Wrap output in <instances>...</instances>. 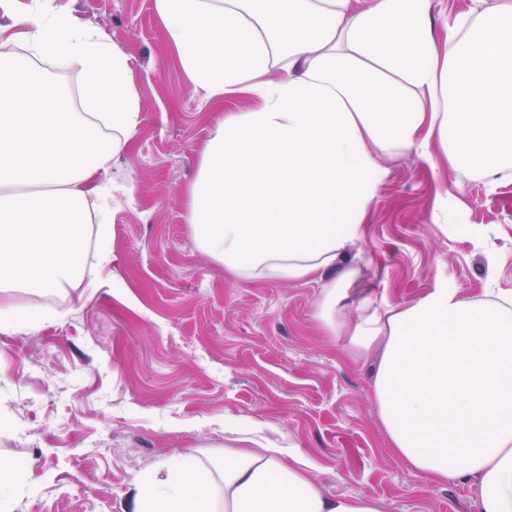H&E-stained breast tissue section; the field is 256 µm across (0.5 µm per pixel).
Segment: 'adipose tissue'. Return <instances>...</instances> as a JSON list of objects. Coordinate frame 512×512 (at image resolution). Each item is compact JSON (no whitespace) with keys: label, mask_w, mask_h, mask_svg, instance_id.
Segmentation results:
<instances>
[{"label":"adipose tissue","mask_w":512,"mask_h":512,"mask_svg":"<svg viewBox=\"0 0 512 512\" xmlns=\"http://www.w3.org/2000/svg\"><path fill=\"white\" fill-rule=\"evenodd\" d=\"M194 91L259 101L211 130L184 219L239 280L337 271L319 318L380 349L373 379L392 452L437 484L470 483L475 512H512V294L441 286L404 308L338 303L358 275L337 269L387 175L382 157L439 142L449 168H512V0L456 14L434 36L430 0H155ZM10 42L24 52H8ZM81 66L82 111L35 58ZM141 124L128 55L52 0H0V330L46 321V295L96 285L85 228L107 223L104 174ZM35 291L17 308L4 294ZM290 448H228L208 466L179 454L135 484L131 512H385L325 495Z\"/></svg>","instance_id":"1"}]
</instances>
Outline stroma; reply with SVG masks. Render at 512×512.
Returning a JSON list of instances; mask_svg holds the SVG:
<instances>
[{"instance_id":"1","label":"stroma","mask_w":512,"mask_h":512,"mask_svg":"<svg viewBox=\"0 0 512 512\" xmlns=\"http://www.w3.org/2000/svg\"><path fill=\"white\" fill-rule=\"evenodd\" d=\"M130 57L143 122L106 177L123 191L115 260L65 290L50 321L0 331V464L27 469L13 512H126L136 480L178 452L223 457L232 424L316 464L329 496L388 512H473L476 487L437 486L389 448L372 399L377 354L316 316L332 274L241 281L195 243L183 190L215 123L255 107L188 87L155 0H56ZM388 174L344 264L395 308L445 284L512 294V171H451L439 144L384 157Z\"/></svg>"}]
</instances>
